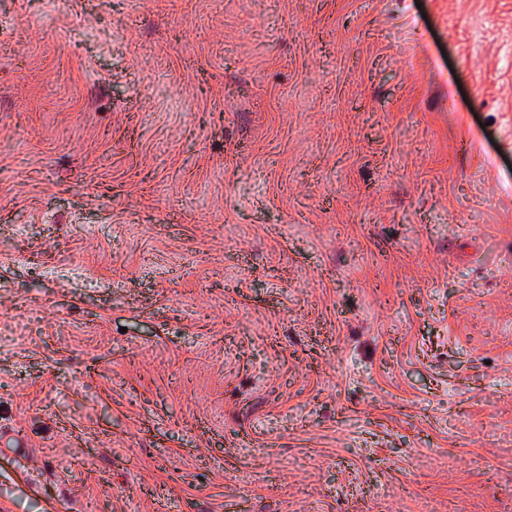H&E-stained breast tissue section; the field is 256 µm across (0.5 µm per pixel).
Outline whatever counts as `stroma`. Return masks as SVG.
<instances>
[{"instance_id":"obj_1","label":"stroma","mask_w":512,"mask_h":512,"mask_svg":"<svg viewBox=\"0 0 512 512\" xmlns=\"http://www.w3.org/2000/svg\"><path fill=\"white\" fill-rule=\"evenodd\" d=\"M0 512H512V0H0Z\"/></svg>"}]
</instances>
